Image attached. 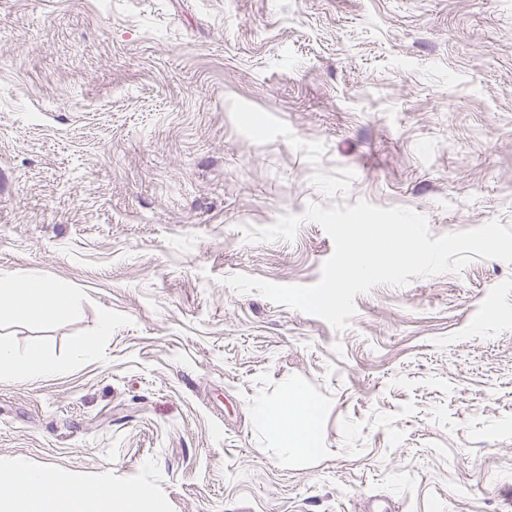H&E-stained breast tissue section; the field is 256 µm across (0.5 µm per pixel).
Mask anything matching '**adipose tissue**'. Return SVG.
Segmentation results:
<instances>
[{
  "label": "adipose tissue",
  "mask_w": 512,
  "mask_h": 512,
  "mask_svg": "<svg viewBox=\"0 0 512 512\" xmlns=\"http://www.w3.org/2000/svg\"><path fill=\"white\" fill-rule=\"evenodd\" d=\"M0 310L24 318L42 315L63 321L76 314L77 297L52 292L42 281L18 271L0 270ZM59 369V362L44 348H35L21 358L0 343L1 378L34 381ZM272 420L288 452H302L310 436L304 400L296 396L277 406ZM53 479L47 467L1 472L0 512H153L150 500L140 490L104 482L62 484L53 497H46L44 488Z\"/></svg>",
  "instance_id": "1"
}]
</instances>
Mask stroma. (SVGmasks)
Returning a JSON list of instances; mask_svg holds the SVG:
<instances>
[{"label":"stroma","instance_id":"stroma-1","mask_svg":"<svg viewBox=\"0 0 512 512\" xmlns=\"http://www.w3.org/2000/svg\"><path fill=\"white\" fill-rule=\"evenodd\" d=\"M360 199L512 226V0H0V268L81 301L0 311L64 366L0 380V468L154 512H512L511 265L376 286L341 331L225 283H316L304 212ZM295 395L291 456L263 415Z\"/></svg>","mask_w":512,"mask_h":512}]
</instances>
